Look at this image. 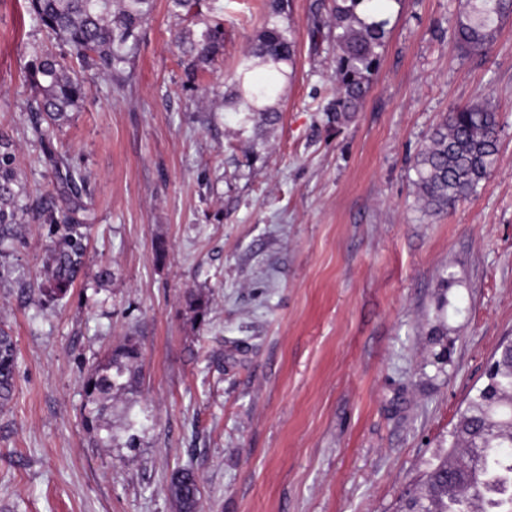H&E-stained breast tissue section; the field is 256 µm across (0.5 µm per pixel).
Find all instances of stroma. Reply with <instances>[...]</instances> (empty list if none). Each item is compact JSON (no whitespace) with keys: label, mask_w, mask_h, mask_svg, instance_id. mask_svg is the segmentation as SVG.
<instances>
[{"label":"stroma","mask_w":512,"mask_h":512,"mask_svg":"<svg viewBox=\"0 0 512 512\" xmlns=\"http://www.w3.org/2000/svg\"><path fill=\"white\" fill-rule=\"evenodd\" d=\"M208 2L224 43L197 82L174 40L195 19L167 0L133 83L90 81L52 144L84 179L75 198L28 120L23 75L44 35L25 0H0V135L25 204L0 249V328L18 350L0 512H177L181 468L197 473L203 512H396L512 337V17L488 56L467 57L452 38L458 0H375L390 19L380 69L336 124L322 110L336 45L314 32L331 0H282L273 19L264 0ZM271 19L293 33L294 72L257 139L202 87ZM475 102L498 115L497 162L429 212L414 158L451 107ZM67 207L89 230L52 301L37 284L60 236L48 216ZM128 336L144 383L113 397L105 447L82 379Z\"/></svg>","instance_id":"stroma-1"}]
</instances>
